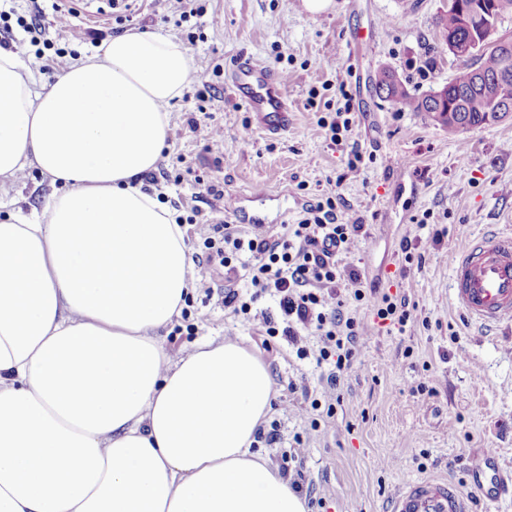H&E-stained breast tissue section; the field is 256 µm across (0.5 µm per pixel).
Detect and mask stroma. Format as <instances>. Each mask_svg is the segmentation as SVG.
I'll use <instances>...</instances> for the list:
<instances>
[{
	"instance_id": "obj_1",
	"label": "stroma",
	"mask_w": 512,
	"mask_h": 512,
	"mask_svg": "<svg viewBox=\"0 0 512 512\" xmlns=\"http://www.w3.org/2000/svg\"><path fill=\"white\" fill-rule=\"evenodd\" d=\"M201 14L182 25L166 21L165 0H0V46L19 50L39 83L51 81L102 41L130 30L160 31L175 41L194 32L193 67L211 87L189 86L171 101L170 133L154 173L161 200L180 216L200 210L183 235L192 262L203 257L208 225L236 223L223 199L205 194L215 183L241 198L271 224H293L311 202L344 201L341 216L362 220L364 232L342 254L365 289L409 295L417 304L404 331L372 308L347 299V314L365 327L359 355L342 376L333 408H311L326 381L308 339L297 356L284 337L264 341L251 323L224 305V271L193 276L185 306L161 330L171 356L198 343L240 336L273 377L274 443L259 450L274 467L289 465L300 480L307 512H379L409 477L439 476L470 497L475 512H512V494L496 501L475 490L472 470L484 449H495L512 471V328H487L466 319L450 296L451 267L469 239L512 233V117L455 134L415 111L410 101L451 81L468 66L449 52L436 21L448 0H330L320 13L305 0H196ZM41 7L40 32L24 27ZM84 36L72 37L75 29ZM288 75L292 109L280 137L250 127V114L230 96L228 68L240 53ZM49 71H41L42 60ZM393 71L409 99L393 104L360 80ZM349 105L353 135L369 159L347 168L346 147L333 143L320 118ZM201 110L198 130L187 125ZM224 138L210 148L211 128ZM402 162L392 172L388 160ZM256 188L267 190L259 199ZM55 191L30 170L14 198L0 200V217L39 216ZM428 218L447 230L440 243L420 239L421 267L405 268L399 242L413 221ZM298 460H291L294 448Z\"/></svg>"
}]
</instances>
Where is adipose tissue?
I'll list each match as a JSON object with an SVG mask.
<instances>
[{
	"mask_svg": "<svg viewBox=\"0 0 512 512\" xmlns=\"http://www.w3.org/2000/svg\"><path fill=\"white\" fill-rule=\"evenodd\" d=\"M187 51L129 31L45 87L0 49V198L33 168L43 222L0 218V512H306L251 449L272 404L242 341L171 357L191 260L144 192L189 84Z\"/></svg>",
	"mask_w": 512,
	"mask_h": 512,
	"instance_id": "obj_1",
	"label": "adipose tissue"
}]
</instances>
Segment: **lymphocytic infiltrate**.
Masks as SVG:
<instances>
[{"label": "lymphocytic infiltrate", "mask_w": 512, "mask_h": 512, "mask_svg": "<svg viewBox=\"0 0 512 512\" xmlns=\"http://www.w3.org/2000/svg\"><path fill=\"white\" fill-rule=\"evenodd\" d=\"M362 229L360 220L339 221L333 198L307 205L302 218L272 233L269 225L242 232L234 224H215L203 240L208 265L224 267L228 279L245 271L257 293L278 297L283 324L261 317L266 336H285L298 355L307 350L306 331L322 340L318 363L327 364V400H336L340 375L351 366L364 334L363 325L344 312L343 295L367 301L379 319L404 329L417 305L409 296H366L357 272L342 267L339 256ZM244 267H237V260Z\"/></svg>", "instance_id": "lymphocytic-infiltrate-1"}]
</instances>
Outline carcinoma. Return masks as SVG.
Returning <instances> with one entry per match:
<instances>
[{"label": "carcinoma", "mask_w": 512, "mask_h": 512, "mask_svg": "<svg viewBox=\"0 0 512 512\" xmlns=\"http://www.w3.org/2000/svg\"><path fill=\"white\" fill-rule=\"evenodd\" d=\"M496 17L490 15L476 3L466 0L467 15L450 7L438 19L441 35L457 42L466 43L479 31L497 27L503 15L512 11V0H496ZM503 60L496 42L489 41L480 55L476 68H466L445 85L447 93L438 101L430 95L411 100L415 111L423 112L432 121L448 129L459 132L490 125L487 120L489 102L497 100L512 104V75H502ZM375 90L379 96L391 103L399 104L408 100L401 81L391 72L382 71L376 79Z\"/></svg>", "instance_id": "obj_1"}]
</instances>
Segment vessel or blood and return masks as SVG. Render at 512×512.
<instances>
[{"mask_svg": "<svg viewBox=\"0 0 512 512\" xmlns=\"http://www.w3.org/2000/svg\"><path fill=\"white\" fill-rule=\"evenodd\" d=\"M229 91L251 114L255 128L278 136L288 130L286 81L248 56L231 69ZM451 295L470 320L486 327L512 325V234H488L472 240L452 268ZM478 489L504 487L493 453H485ZM469 499L447 480L429 477L406 481L388 500L384 512H470Z\"/></svg>", "mask_w": 512, "mask_h": 512, "instance_id": "obj_1", "label": "vessel or blood"}]
</instances>
